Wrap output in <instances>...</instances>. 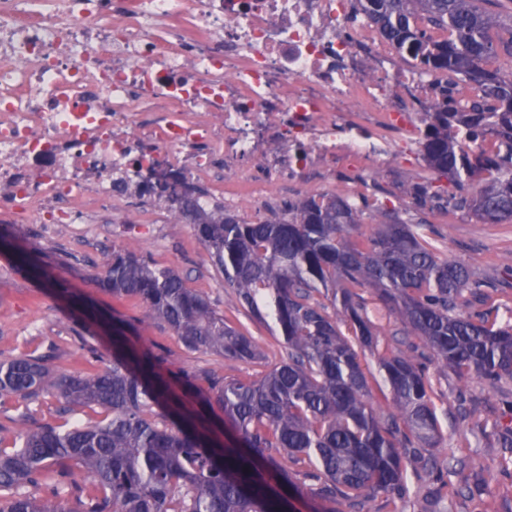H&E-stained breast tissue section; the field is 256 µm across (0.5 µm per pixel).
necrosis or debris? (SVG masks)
<instances>
[{"label": "necrosis or debris", "instance_id": "obj_1", "mask_svg": "<svg viewBox=\"0 0 512 512\" xmlns=\"http://www.w3.org/2000/svg\"><path fill=\"white\" fill-rule=\"evenodd\" d=\"M395 53L350 0H0V191L66 224L91 174L109 206L218 163L235 200L375 168L419 141L432 96Z\"/></svg>", "mask_w": 512, "mask_h": 512}]
</instances>
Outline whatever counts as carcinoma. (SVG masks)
<instances>
[{
    "label": "carcinoma",
    "instance_id": "carcinoma-1",
    "mask_svg": "<svg viewBox=\"0 0 512 512\" xmlns=\"http://www.w3.org/2000/svg\"><path fill=\"white\" fill-rule=\"evenodd\" d=\"M357 13L426 75L452 72L474 85V100L440 86L429 106L422 140L427 166L460 188L488 173L455 206L483 224L512 222V71L486 67L500 46L492 30L499 15L489 0H356ZM490 133L492 149L466 141ZM143 190L177 204L237 300L276 326L287 359L246 379L211 371L172 372L167 360L141 343L131 322L82 307L77 294L37 264L24 249L16 268L44 281L74 308L79 340L95 331L105 352L88 348L85 373L55 370L36 351L0 361V400L23 410L12 418L13 446L0 448V512H289L288 492L312 482L313 512H361L383 493L402 499L408 468L459 493L452 480L424 458L442 433L427 366L417 347L378 354L394 410L373 405L361 354L378 347V333L359 290L371 289L393 311L406 336L429 349L431 360L460 374L495 382L512 378V325L501 304L467 266L441 258L426 236L398 216L366 237L358 232L362 204L342 195H310L288 203L279 219L248 222L180 197L166 182ZM99 286L116 299L144 304L138 323L166 325L193 350L258 363L253 337L219 313L171 268L131 249L103 253ZM332 294L333 312L317 298ZM54 392L59 415L100 410L84 423L29 426L30 405ZM299 467L293 479L278 460ZM52 474L49 496L28 491Z\"/></svg>",
    "mask_w": 512,
    "mask_h": 512
}]
</instances>
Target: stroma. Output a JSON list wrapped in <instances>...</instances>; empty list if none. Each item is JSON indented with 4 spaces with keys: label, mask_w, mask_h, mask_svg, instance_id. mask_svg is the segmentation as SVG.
I'll return each instance as SVG.
<instances>
[{
    "label": "stroma",
    "mask_w": 512,
    "mask_h": 512,
    "mask_svg": "<svg viewBox=\"0 0 512 512\" xmlns=\"http://www.w3.org/2000/svg\"><path fill=\"white\" fill-rule=\"evenodd\" d=\"M452 194L447 179L427 167L420 150L403 153L380 170L361 174L359 180H321L309 188L279 187L262 202L224 201V178L216 176L199 183L210 206L254 222L283 215L289 202L308 196L341 194L351 200L379 196L381 208L361 226L371 233L375 220L384 212H395L410 224L430 231L440 256L468 266L476 279L490 286L495 298L512 303V224H483L466 211L419 206L409 193L412 184ZM11 227L20 243L56 276L69 282L83 302L126 317L143 313L140 301L113 300L93 278L102 261L103 249L131 248L155 264L172 267L188 279L190 287L204 293L213 307L254 338L268 363L286 358L287 352L270 329L254 319L237 302L233 289L211 263L192 224L181 223L174 206L162 200L152 207L131 201L117 209L90 204L77 213L75 223L34 224L0 201V225ZM72 322L64 303L29 276L15 270L9 255L0 253V358L34 349L50 355L51 363L70 370L81 367L85 347L71 331ZM146 344L160 347L172 368L206 369L234 378L254 376L258 365L229 360L209 351H192L165 326L152 323L141 329ZM434 394L432 399L442 427L438 447L426 449L440 467L451 466L469 478L467 487L452 498L433 502L434 512H482L492 500L493 512H512V470L502 465L508 451L505 440L512 433V380L489 384L477 377H459L453 369L432 363L428 366Z\"/></svg>",
    "instance_id": "35a3bbf8"
}]
</instances>
